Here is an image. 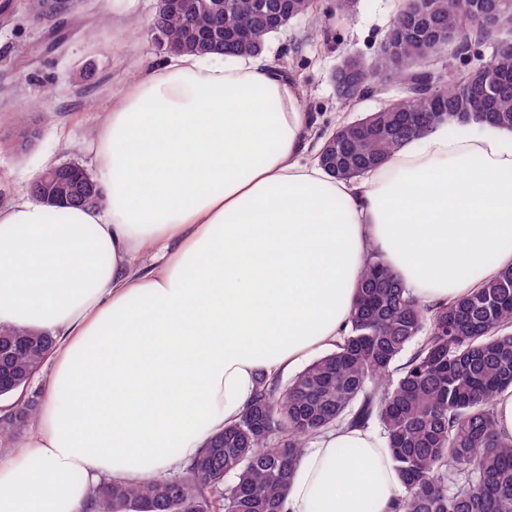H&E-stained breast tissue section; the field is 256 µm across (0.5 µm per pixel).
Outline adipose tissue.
Returning <instances> with one entry per match:
<instances>
[{
	"mask_svg": "<svg viewBox=\"0 0 512 512\" xmlns=\"http://www.w3.org/2000/svg\"><path fill=\"white\" fill-rule=\"evenodd\" d=\"M316 126L267 52L173 55L96 133L102 206L0 208V324L52 339L0 512H88L101 480L198 457L262 376L333 346L370 255L431 305L512 265V131L442 126L346 182ZM400 495L378 435L342 427L301 457L285 512Z\"/></svg>",
	"mask_w": 512,
	"mask_h": 512,
	"instance_id": "1",
	"label": "adipose tissue"
}]
</instances>
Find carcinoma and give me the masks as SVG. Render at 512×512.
<instances>
[{
	"mask_svg": "<svg viewBox=\"0 0 512 512\" xmlns=\"http://www.w3.org/2000/svg\"><path fill=\"white\" fill-rule=\"evenodd\" d=\"M158 4L149 31L158 47L204 54L209 37L226 55H250L275 33L270 13L323 22L313 0H192L186 14ZM459 0H421L411 15L400 6L387 35L395 51L360 66L362 91L397 80L403 92L375 112L343 122L324 140L321 164L355 180L458 115L512 130V45L497 47L476 95L445 81L432 95L416 91L430 56L453 51L448 32L477 27ZM50 338L34 329L0 326V361L8 399L40 371ZM410 356L403 358L409 346ZM512 386V266L455 304L421 305L398 274L372 254L363 269L349 325L333 348L289 381L264 379L244 413L210 440L176 478L137 484L101 483L95 512H280L292 472L309 441L340 427L376 425L402 486L403 512H512V439L497 430L496 394ZM37 405L11 404L0 414V454L23 435Z\"/></svg>",
	"mask_w": 512,
	"mask_h": 512,
	"instance_id": "obj_1",
	"label": "carcinoma"
}]
</instances>
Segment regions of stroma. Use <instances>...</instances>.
<instances>
[{
    "label": "stroma",
    "mask_w": 512,
    "mask_h": 512,
    "mask_svg": "<svg viewBox=\"0 0 512 512\" xmlns=\"http://www.w3.org/2000/svg\"><path fill=\"white\" fill-rule=\"evenodd\" d=\"M399 2L359 0L356 14L346 18L331 14V0H315L319 14L329 18L325 26L315 29L300 18L267 40L266 50L295 79L306 109L319 116L321 134L378 110L394 96L390 88L345 107L330 76L345 52L367 57L377 52ZM155 6L156 0H85L76 14L60 20L65 40L58 49H39L22 61L14 58L16 45H40L48 25L18 11L0 26V129L10 128L22 113L51 116L27 152L0 151V194L8 201L28 199L29 182L48 165L74 161L96 169L91 142L105 110L133 74L165 57L148 29ZM89 62L96 66L97 81L82 88L76 77Z\"/></svg>",
    "instance_id": "1"
}]
</instances>
